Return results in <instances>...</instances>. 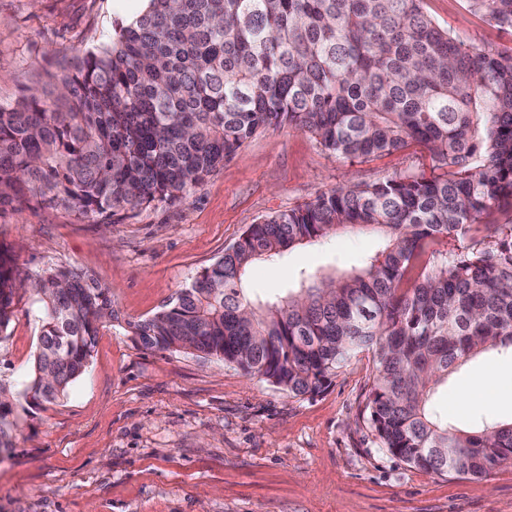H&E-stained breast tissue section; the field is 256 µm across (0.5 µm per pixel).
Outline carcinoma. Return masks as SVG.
Returning a JSON list of instances; mask_svg holds the SVG:
<instances>
[{"label":"carcinoma","instance_id":"obj_1","mask_svg":"<svg viewBox=\"0 0 512 512\" xmlns=\"http://www.w3.org/2000/svg\"><path fill=\"white\" fill-rule=\"evenodd\" d=\"M466 2L512 35V0ZM284 125L347 160L416 145L432 166L338 185L249 225L127 334L296 397L368 352V421L388 453L472 479L512 465V418L460 428L434 405L469 362L512 351V224L461 244L484 211L512 204V47L465 44L423 0H148L56 93L0 102V207L117 224L185 200L258 131ZM349 227L380 233L381 247L339 277L302 271L273 297L251 293L256 262ZM26 286L38 349L23 382L0 379V454L15 448L20 409L68 396L115 319L112 290L92 275L49 266L27 283L0 246V340Z\"/></svg>","mask_w":512,"mask_h":512}]
</instances>
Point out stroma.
Instances as JSON below:
<instances>
[{"label":"stroma","instance_id":"stroma-1","mask_svg":"<svg viewBox=\"0 0 512 512\" xmlns=\"http://www.w3.org/2000/svg\"><path fill=\"white\" fill-rule=\"evenodd\" d=\"M138 0H0V100L42 90L74 58L107 44ZM462 41L512 37L464 0H424ZM431 167L420 147L364 162L329 154L289 127L258 132L190 196L118 224L42 205L0 210V243L22 276L48 265L92 274L117 314L101 329L86 372L67 398L24 414L0 455V512H512V466L484 479L433 475L393 457L368 422L374 364L354 359L323 393L295 397L237 368L191 353L144 349L124 330L152 316L223 256L249 224L305 205L344 183ZM372 233H343L260 262L250 287L276 292L300 271L344 270L375 251ZM39 307L19 292L0 340V378L29 373ZM493 395L487 413L462 406ZM451 423L512 417V355L470 363L436 399Z\"/></svg>","mask_w":512,"mask_h":512}]
</instances>
